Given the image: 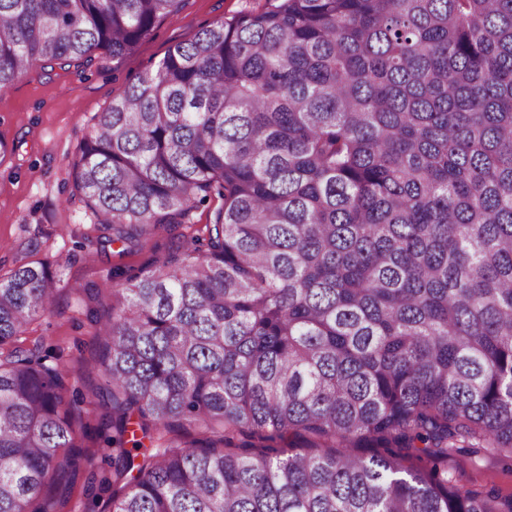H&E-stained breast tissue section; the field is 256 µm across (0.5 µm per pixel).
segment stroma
<instances>
[{"instance_id":"35a3bbf8","label":"stroma","mask_w":512,"mask_h":512,"mask_svg":"<svg viewBox=\"0 0 512 512\" xmlns=\"http://www.w3.org/2000/svg\"><path fill=\"white\" fill-rule=\"evenodd\" d=\"M269 0H183L179 11L156 24L135 50L120 59L93 52L88 65L31 70L0 94V276L21 262L48 261L55 277L53 303L32 321L20 345L40 346L48 364L70 371L75 416L87 427L83 447L98 449L100 414L95 387L103 379L92 368L98 346L90 311L108 303L121 280L115 270L152 269L174 252L179 236L196 235L209 223L214 203L194 210L179 231L158 229L132 252L101 242L83 202L74 193L72 165L95 118L112 99L155 68L168 50L194 38L203 27L269 8ZM448 471L457 484L477 491L512 492V471L500 458L455 455Z\"/></svg>"}]
</instances>
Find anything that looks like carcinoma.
<instances>
[{
  "label": "carcinoma",
  "instance_id": "obj_1",
  "mask_svg": "<svg viewBox=\"0 0 512 512\" xmlns=\"http://www.w3.org/2000/svg\"><path fill=\"white\" fill-rule=\"evenodd\" d=\"M182 0H0V92L35 63L131 53ZM130 250L222 200L109 313L100 431L15 344L43 260L0 278V512H512L448 456L512 461V0H277L172 47L72 167ZM174 437L158 448L128 438ZM198 430L193 436L187 428ZM305 432L326 449H232Z\"/></svg>",
  "mask_w": 512,
  "mask_h": 512
}]
</instances>
